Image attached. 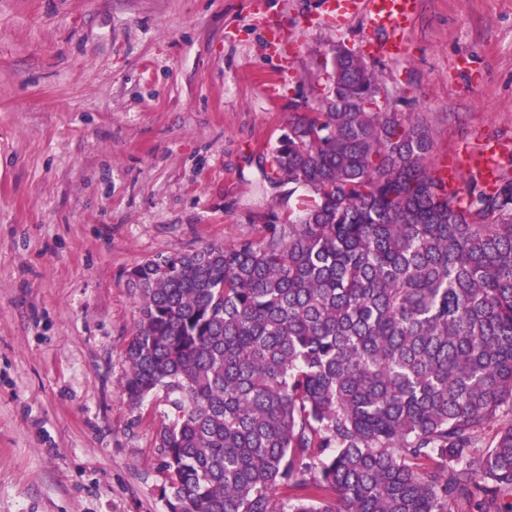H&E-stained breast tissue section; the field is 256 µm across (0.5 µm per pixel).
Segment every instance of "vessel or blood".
I'll return each instance as SVG.
<instances>
[{"label": "vessel or blood", "mask_w": 512, "mask_h": 512, "mask_svg": "<svg viewBox=\"0 0 512 512\" xmlns=\"http://www.w3.org/2000/svg\"><path fill=\"white\" fill-rule=\"evenodd\" d=\"M418 4L419 0H325V9L335 24L346 21L352 12H362L369 29L388 35L386 41L373 45V54L401 59L407 54L408 33L417 15ZM510 149L511 143L487 140L476 152L465 155L463 167H444L440 173L454 190L461 187L458 172L462 169L486 184H493L499 175V159Z\"/></svg>", "instance_id": "1"}]
</instances>
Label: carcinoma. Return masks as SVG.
I'll return each instance as SVG.
<instances>
[{"label":"carcinoma","mask_w":512,"mask_h":512,"mask_svg":"<svg viewBox=\"0 0 512 512\" xmlns=\"http://www.w3.org/2000/svg\"><path fill=\"white\" fill-rule=\"evenodd\" d=\"M330 65L272 151L295 210L130 272L167 512H512V175L448 189L422 124L365 107L375 67Z\"/></svg>","instance_id":"carcinoma-1"}]
</instances>
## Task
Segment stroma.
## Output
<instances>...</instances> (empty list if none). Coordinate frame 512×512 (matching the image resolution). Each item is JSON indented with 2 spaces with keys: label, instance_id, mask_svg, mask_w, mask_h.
<instances>
[{
  "label": "stroma",
  "instance_id": "1",
  "mask_svg": "<svg viewBox=\"0 0 512 512\" xmlns=\"http://www.w3.org/2000/svg\"><path fill=\"white\" fill-rule=\"evenodd\" d=\"M386 38L323 0H0V512H166L168 408L124 390L128 274L287 216L272 149L333 45ZM373 64L435 164L512 137V0H420L407 57Z\"/></svg>",
  "mask_w": 512,
  "mask_h": 512
}]
</instances>
